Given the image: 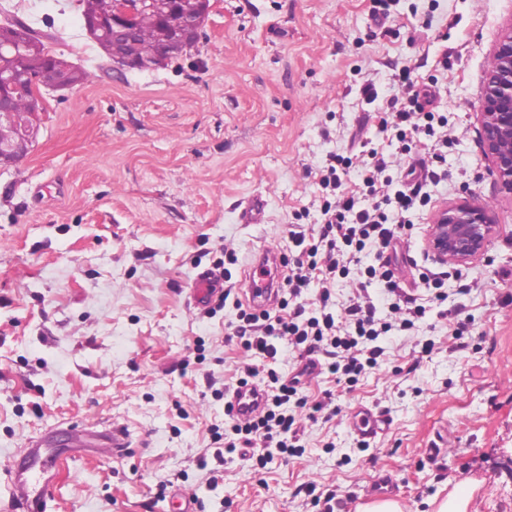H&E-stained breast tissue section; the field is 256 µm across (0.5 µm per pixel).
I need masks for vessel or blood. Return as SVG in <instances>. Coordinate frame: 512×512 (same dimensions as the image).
Instances as JSON below:
<instances>
[{"label": "vessel or blood", "mask_w": 512, "mask_h": 512, "mask_svg": "<svg viewBox=\"0 0 512 512\" xmlns=\"http://www.w3.org/2000/svg\"><path fill=\"white\" fill-rule=\"evenodd\" d=\"M280 258V250L269 246L262 250L257 262L247 269L246 294L250 304L257 310L269 309L278 302L279 290L275 288L273 279L266 277L265 270L268 264L279 263ZM220 282V276L212 270L199 272L192 295L194 304H205ZM265 397L264 388L257 383L235 387L228 394L235 414L242 419L261 413ZM348 421L356 435L364 441L375 438L388 426V420L382 412L364 406L352 408ZM56 438V431L51 430L31 441L28 448L6 469L5 476L12 488L10 504L13 512H46L56 479ZM130 446L129 432L123 426L110 424L100 430L70 435L67 440V457L73 461L106 450L113 457L119 458Z\"/></svg>", "instance_id": "b4317fda"}]
</instances>
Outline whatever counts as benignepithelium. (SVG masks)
I'll return each mask as SVG.
<instances>
[{
    "label": "benign epithelium",
    "instance_id": "1",
    "mask_svg": "<svg viewBox=\"0 0 512 512\" xmlns=\"http://www.w3.org/2000/svg\"><path fill=\"white\" fill-rule=\"evenodd\" d=\"M201 14L187 17L174 8L170 0H120L112 14L114 35L106 56L112 68L123 71L134 67L124 42L131 39L132 21L140 12H161L174 32V41L164 45L156 57V65H165L173 56L189 52L195 45L199 29L207 18L210 0ZM0 47L15 52L28 47L21 28L0 32ZM78 70L60 63L47 73H28L32 88L30 111L15 110L11 95L0 91V126L9 125L16 131L14 138L0 140V167L11 165L25 157L35 141L36 117L45 109V90H63L75 84ZM481 138L485 155L493 172L508 191L512 192V28L502 34L494 46L492 64L483 80L479 99ZM496 226L491 224L486 210L467 201L450 204L437 210L433 224L428 226L427 246L434 259L443 265L466 266L482 256Z\"/></svg>",
    "mask_w": 512,
    "mask_h": 512
}]
</instances>
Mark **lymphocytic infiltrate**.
Instances as JSON below:
<instances>
[{
    "mask_svg": "<svg viewBox=\"0 0 512 512\" xmlns=\"http://www.w3.org/2000/svg\"><path fill=\"white\" fill-rule=\"evenodd\" d=\"M380 129L393 131L404 152L411 151L415 138L432 142L433 168L427 182L444 177L440 164L445 160L444 150L448 145L447 116L419 111L406 101L382 117ZM342 161V156H334L321 179L323 187L335 188L338 194L335 199L324 200L321 206L322 225L317 237L306 238L301 231L290 234L299 254L289 264L285 278L287 297L280 300L278 311L259 313L242 301L234 303L237 320L230 325L232 335L256 358L255 363L240 367L237 382L244 385L251 379L264 377L267 401L258 417L247 421L232 419L223 447L214 452L216 460H223L225 454L236 452L241 446L252 449L255 463L261 468L271 459L270 448H278L286 456L302 454L295 418L285 413V405L309 406L317 412L327 408V401L310 402L299 376L284 380L275 371L260 372L258 361L276 359L278 342H287L309 356L324 355L321 372L334 376L337 385L350 390L368 370L378 367L385 353L378 343L379 337L394 330L415 329L417 321L426 313L427 303L448 299L442 287V273H422L421 280L429 293L427 303L423 304L400 287L393 272L396 259L391 251L396 241L402 230L412 228L415 210L430 202L427 182L401 188L402 176L393 171L389 158L369 151L364 163V183L370 189L376 183H383L385 191L375 201L368 202L357 194L340 191L337 166ZM367 249L375 253L374 264L365 268L356 292L339 313L330 312L333 283L337 277L348 276L351 265L358 263L360 253ZM314 279L320 284L319 306L309 311L297 299ZM375 283L382 284L391 299L390 319L377 316L369 292Z\"/></svg>",
    "mask_w": 512,
    "mask_h": 512,
    "instance_id": "1",
    "label": "lymphocytic infiltrate"
}]
</instances>
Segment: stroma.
<instances>
[{
    "label": "stroma",
    "mask_w": 512,
    "mask_h": 512,
    "mask_svg": "<svg viewBox=\"0 0 512 512\" xmlns=\"http://www.w3.org/2000/svg\"><path fill=\"white\" fill-rule=\"evenodd\" d=\"M7 17L84 79L47 93L31 151L0 170V470L48 429L115 423L131 434L127 456L60 469L48 512H171L163 482L204 512H315L310 483L358 512L379 472L404 512H435L461 487L467 512H512V194L478 121L512 0H215L187 55L121 72L87 35L79 0H0ZM405 70L448 116V177L428 185L431 204L401 242L417 262L406 287L441 268L427 247L435 210L468 200L497 227L462 268L473 288L459 296L448 277L447 301L413 335L384 337L383 362L353 390L307 380L311 401L331 396L339 412L296 411L302 455L216 463L213 432L228 418L215 387L253 358L227 338L233 306L193 304L195 277L227 269L242 282L258 251L288 248L292 226L315 230L331 156L351 159L347 192L365 193L369 150L408 168L379 130ZM253 195L265 221L240 223ZM460 304L464 351L451 339ZM358 405L390 421L364 450L347 421Z\"/></svg>",
    "instance_id": "obj_1"
}]
</instances>
